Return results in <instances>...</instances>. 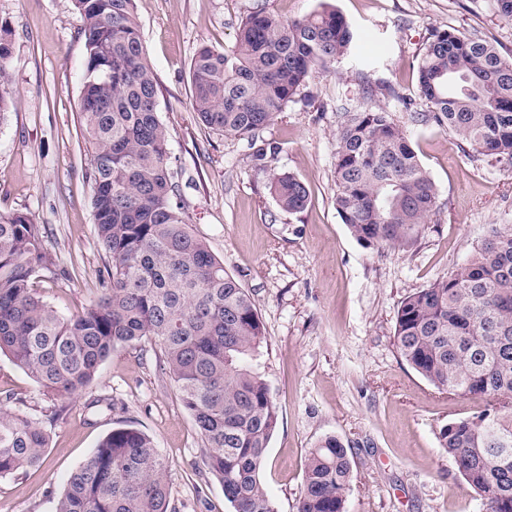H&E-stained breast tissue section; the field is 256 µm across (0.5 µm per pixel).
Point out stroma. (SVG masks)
I'll use <instances>...</instances> for the list:
<instances>
[{
	"label": "stroma",
	"mask_w": 512,
	"mask_h": 512,
	"mask_svg": "<svg viewBox=\"0 0 512 512\" xmlns=\"http://www.w3.org/2000/svg\"><path fill=\"white\" fill-rule=\"evenodd\" d=\"M324 1L355 30L357 58L314 75L257 140L203 125L190 105L196 49H231L252 12L298 18ZM136 12L161 84L159 112L188 222L252 295L266 329L259 370L279 426L261 476L277 512H295L305 458L330 435L352 462L347 512H486L438 440L442 425L484 401L431 386L401 359L394 331L405 296L469 259L490 225L512 226V165L473 158L450 132L412 121L423 109L420 54L434 30L453 28L510 57L512 19L494 0H136ZM1 21L14 32L15 106L0 123V214L21 212L45 225L52 265L34 287L69 318L97 298L108 264L84 175L81 18L72 0H0ZM363 104L392 110L439 190L424 230L401 247L359 242L333 205L338 110ZM259 142L278 147L264 169L252 162ZM283 172L307 184L303 211L285 212L274 199L270 179ZM160 365L150 343L116 349L84 395L63 400L0 354V400L41 419L50 434L39 467L0 478V512H53L69 473L126 425L168 459L176 512H230Z\"/></svg>",
	"instance_id": "35a3bbf8"
}]
</instances>
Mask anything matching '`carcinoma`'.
<instances>
[{
  "label": "carcinoma",
  "mask_w": 512,
  "mask_h": 512,
  "mask_svg": "<svg viewBox=\"0 0 512 512\" xmlns=\"http://www.w3.org/2000/svg\"><path fill=\"white\" fill-rule=\"evenodd\" d=\"M86 50L80 112L85 175L99 245L109 258L100 295L64 318L36 293L50 269L44 227L21 212L0 215V352L47 393L81 394L123 346L144 340L204 443L203 465L231 512H276L260 471L278 414L256 367L265 327L248 291L188 224L178 202L160 85L143 46L135 0H73ZM11 29L0 24V122L14 104ZM357 37L344 16L321 8L296 19L256 11L232 49L200 46L190 64L191 108L208 128L253 137L316 72L351 56ZM417 92L431 121L474 156L512 164V57L456 30H436L418 62ZM334 206L366 244L396 246L418 235L438 188L409 135L382 106L346 108L336 129ZM288 213L309 203L294 174L271 181ZM402 359L440 391L486 401L440 428V447L488 512H512V227L491 225L468 260L398 308ZM42 422L0 409V477L39 466ZM169 462L143 431L113 429L69 475L55 512H172ZM347 449L327 436L305 462L296 512H346Z\"/></svg>",
  "instance_id": "1"
}]
</instances>
